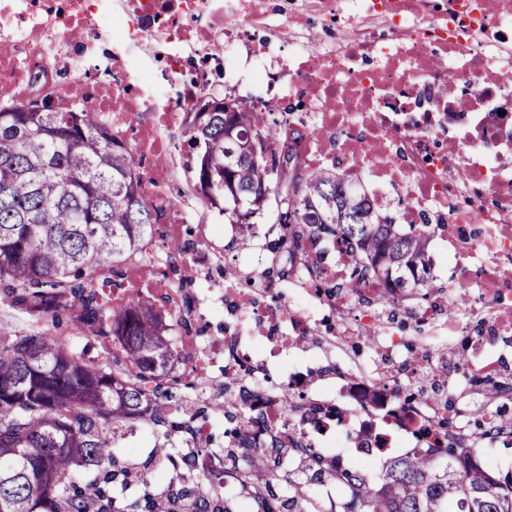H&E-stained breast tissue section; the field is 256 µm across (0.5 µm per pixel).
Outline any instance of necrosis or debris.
Here are the masks:
<instances>
[{
    "mask_svg": "<svg viewBox=\"0 0 512 512\" xmlns=\"http://www.w3.org/2000/svg\"><path fill=\"white\" fill-rule=\"evenodd\" d=\"M342 18L345 35L328 48L300 36L309 18ZM296 31L282 49L283 29ZM261 30L251 80L253 103L298 96L305 108L267 135L277 153L295 147L304 167H337L365 186L378 205L403 201L399 221L429 224L446 247L453 275L448 290L415 309V330L441 321L456 335L465 320L480 322L472 370L500 376L499 342L512 339V0H299L296 12L273 24L267 0H0V102H46L61 112L94 109L113 134L130 139L137 157L151 161L142 197L159 210L169 247L179 260L158 272L145 243L118 283L98 275L94 286L113 306L147 295L160 311L180 317L188 307L232 320L225 335L201 339L185 332L178 349L184 376L195 391L223 381L225 391L249 385L267 431L284 446H331L360 461L401 451L410 440L445 446L432 428L443 414L446 369L435 352L403 363L400 340L372 306L378 292L364 282L357 294L318 290L340 282L350 259L336 242L308 238L288 280L264 278L275 256L243 225V274L220 272L215 241L223 228L186 240L187 205L168 192L170 132L199 100L197 83L180 80L186 59L220 50L228 78L240 64L243 33ZM160 48L171 86L151 77L142 55ZM279 66L286 84L272 88L269 69ZM119 71L115 81L99 72ZM332 252L324 262V252ZM206 253L212 266L193 270ZM200 278L204 297L185 289ZM477 283L480 297L465 313L449 305L450 291ZM356 310L341 320L333 346L363 336L368 353L347 368L341 382L317 379L322 358L311 350L321 307Z\"/></svg>",
    "mask_w": 512,
    "mask_h": 512,
    "instance_id": "1",
    "label": "necrosis or debris"
}]
</instances>
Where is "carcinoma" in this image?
I'll use <instances>...</instances> for the list:
<instances>
[{
  "instance_id": "cac0c4a2",
  "label": "carcinoma",
  "mask_w": 512,
  "mask_h": 512,
  "mask_svg": "<svg viewBox=\"0 0 512 512\" xmlns=\"http://www.w3.org/2000/svg\"><path fill=\"white\" fill-rule=\"evenodd\" d=\"M234 102L232 112L222 99L211 102L212 111L188 129V142L199 148L198 184L210 201L224 198L228 223L240 209L253 216L264 209L261 188L291 189L301 206L276 249L290 251L305 236L336 240L354 261L343 287L353 292L369 276L387 306L396 296L425 301L439 291L428 225L396 223L334 168L312 170L290 185L261 138L280 126L275 108ZM228 118L236 125L231 139L224 134ZM256 147L267 162L255 161ZM141 184L132 147L93 111L0 105V284L6 303L43 314L38 331L0 336V512H184L199 494L187 486L152 492L160 476L148 463L134 472L142 497L123 503L112 490L129 478L109 454L113 428L135 420L167 424L160 390L179 359L150 299L107 310L92 287L101 270L121 276L154 233L158 214L143 202ZM62 310L74 311L83 331L119 338L123 364L88 362L56 333ZM224 406L234 426L257 423L247 392ZM440 426L448 447L413 448L389 458L377 476L304 448L300 473L271 481L267 468L281 461L274 435L259 443L244 437L253 452L224 458L254 488L257 512H320L310 489L323 483L348 495L342 512H512V474L485 464L480 448L456 445L463 432L447 419ZM481 427L474 416L468 441L512 436V415L502 412L490 435Z\"/></svg>"
}]
</instances>
